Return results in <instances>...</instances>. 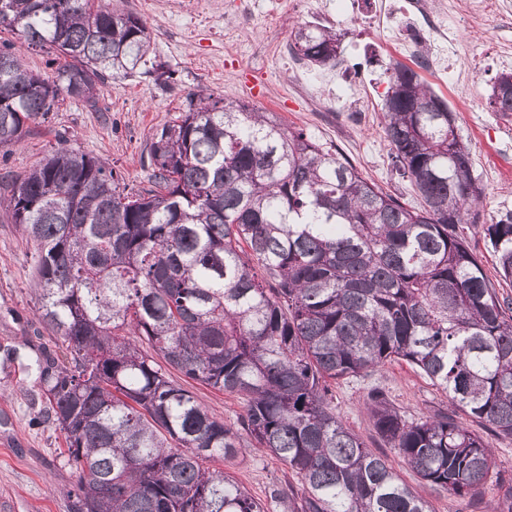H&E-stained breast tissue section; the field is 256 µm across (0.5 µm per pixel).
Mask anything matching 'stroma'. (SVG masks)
Masks as SVG:
<instances>
[{
    "label": "stroma",
    "mask_w": 512,
    "mask_h": 512,
    "mask_svg": "<svg viewBox=\"0 0 512 512\" xmlns=\"http://www.w3.org/2000/svg\"><path fill=\"white\" fill-rule=\"evenodd\" d=\"M119 13L144 19L151 32L148 65L172 71L165 90L152 78L132 77L98 86L95 105L60 95L44 123L30 126L19 144L0 147V512H67L76 481L65 454V436L44 415L46 399L38 362L58 340L40 319L34 291L36 247L10 218L12 178L31 169L58 143L89 153L112 169L121 186H148V147L153 133L179 115L186 95L199 88L276 113L289 130L338 148L361 175L416 205L409 181L396 171L385 139L382 107L395 64H403L444 99L457 131L471 150L473 174L483 188L463 234L500 295L512 298V279L502 280L484 228L512 211V115L489 104L492 87L512 57V10L489 15L480 0H453L443 22L454 29L461 50L442 77L431 74L426 54L408 58L378 35L383 5L403 0H102ZM332 7L340 54L332 68L335 93L307 95L288 66L296 24L315 25ZM364 102L356 109L354 99ZM380 389L407 419L449 409L444 393L409 365L395 362L367 378L337 381V414L401 479L421 489L431 512H486L512 488V437L495 435L480 421L465 426L492 448L496 466L471 496L421 488L414 471L374 432L365 408ZM210 468L232 475L257 499L283 478L278 460L250 450L217 458Z\"/></svg>",
    "instance_id": "obj_1"
}]
</instances>
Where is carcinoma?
Here are the masks:
<instances>
[{
  "label": "carcinoma",
  "mask_w": 512,
  "mask_h": 512,
  "mask_svg": "<svg viewBox=\"0 0 512 512\" xmlns=\"http://www.w3.org/2000/svg\"><path fill=\"white\" fill-rule=\"evenodd\" d=\"M2 32L64 63L34 74L0 46V146L45 121L60 89L89 102L139 74L150 46L145 20L96 0H0ZM338 46L332 28L300 25L290 48L333 67ZM491 99L512 112V89ZM450 115L416 72L392 68L383 131L416 208L274 113L202 90L153 134L149 189L120 188L64 143L11 181L40 317L61 341L40 375L77 478L69 512H430L332 406V383L401 360L512 437V304L459 230L482 188ZM484 232L511 279L512 212ZM174 372L237 396L236 424ZM366 408L422 485L464 498L487 480L492 449L454 415L408 421L376 389ZM250 447L300 491L280 480L261 501L203 466Z\"/></svg>",
  "instance_id": "obj_1"
}]
</instances>
